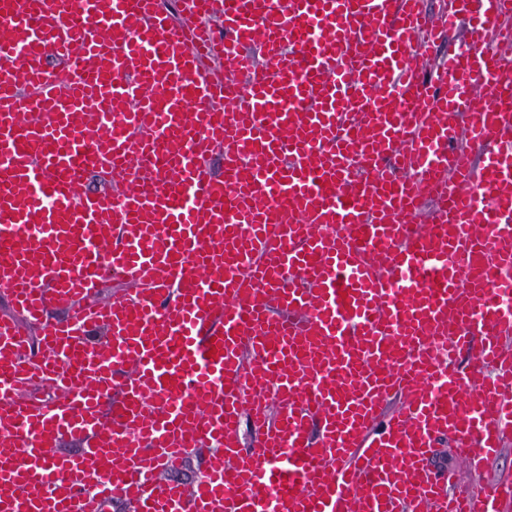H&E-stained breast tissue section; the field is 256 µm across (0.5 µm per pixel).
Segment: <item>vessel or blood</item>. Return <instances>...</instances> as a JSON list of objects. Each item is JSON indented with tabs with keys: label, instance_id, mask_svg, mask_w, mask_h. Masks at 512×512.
I'll list each match as a JSON object with an SVG mask.
<instances>
[{
	"label": "vessel or blood",
	"instance_id": "b4317fda",
	"mask_svg": "<svg viewBox=\"0 0 512 512\" xmlns=\"http://www.w3.org/2000/svg\"><path fill=\"white\" fill-rule=\"evenodd\" d=\"M511 16L0 0V512L512 506ZM435 462L437 467H453L457 469L463 477L462 485L477 488L485 483V481H490L499 476H512V443L510 446L505 447L501 456L491 464L485 475V480L470 476L467 468L455 459L452 448H437Z\"/></svg>",
	"mask_w": 512,
	"mask_h": 512
}]
</instances>
